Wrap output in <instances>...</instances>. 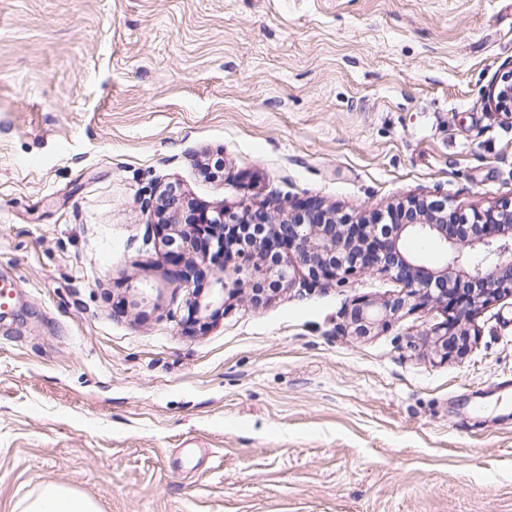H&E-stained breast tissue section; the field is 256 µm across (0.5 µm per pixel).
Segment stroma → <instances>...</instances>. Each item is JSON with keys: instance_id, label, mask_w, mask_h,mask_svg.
<instances>
[{"instance_id": "obj_1", "label": "stroma", "mask_w": 512, "mask_h": 512, "mask_svg": "<svg viewBox=\"0 0 512 512\" xmlns=\"http://www.w3.org/2000/svg\"><path fill=\"white\" fill-rule=\"evenodd\" d=\"M509 68L512 0H0V512H512V298L445 358L436 304L350 333L377 271L204 324L144 208L512 200ZM489 98L496 111L512 119V68L500 76L492 87ZM21 512H98L88 497L64 485L49 483L22 502Z\"/></svg>"}]
</instances>
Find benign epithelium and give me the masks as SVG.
<instances>
[{"label": "benign epithelium", "instance_id": "benign-epithelium-1", "mask_svg": "<svg viewBox=\"0 0 512 512\" xmlns=\"http://www.w3.org/2000/svg\"><path fill=\"white\" fill-rule=\"evenodd\" d=\"M496 111L512 118V69L500 76L489 94ZM167 207L154 224L164 232L170 256L179 266L191 254L201 260L199 249L213 227H257L266 231L224 260L213 274L210 289L193 302L196 315L213 318L224 310L225 296L246 283L254 300L269 288H288L302 275L313 282L332 281L355 269L393 274L403 293L378 305L369 299L354 304L347 313L352 333L366 336L387 318L397 315L410 302L439 303L448 311L446 322L436 330V344L448 356L449 338L470 341L467 322L492 299L512 297V203L504 202L471 214L448 207V196L412 197L399 205L409 210L396 224L353 221L349 214L338 221L340 211L316 199L302 203L288 219L275 222L267 204L246 205L239 210L214 207L187 212L185 197L174 186L164 191ZM414 234L437 241L444 254L438 287H432L429 269L419 255L410 253L404 238ZM462 272L478 284L475 291L448 288V273Z\"/></svg>", "mask_w": 512, "mask_h": 512}]
</instances>
